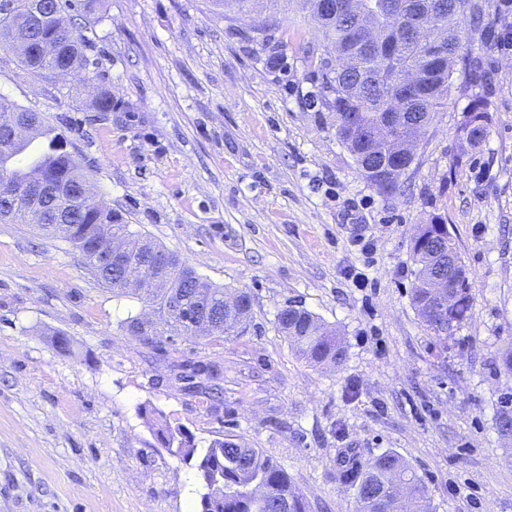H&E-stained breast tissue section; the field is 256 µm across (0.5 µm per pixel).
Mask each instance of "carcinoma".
Segmentation results:
<instances>
[{
	"label": "carcinoma",
	"mask_w": 512,
	"mask_h": 512,
	"mask_svg": "<svg viewBox=\"0 0 512 512\" xmlns=\"http://www.w3.org/2000/svg\"><path fill=\"white\" fill-rule=\"evenodd\" d=\"M16 8L8 16L0 15V46L22 39L28 51L18 53L20 65L35 76L59 73L75 74L85 68L84 49L90 38L66 14L64 0H41L42 15L38 24H30L32 0H15ZM382 28L384 42L365 50L354 41L352 27L344 19L323 14L319 0H266V16L254 23L262 31L269 21H277L288 13V5L314 22L322 34L326 49L347 56L351 65L321 70L322 89L332 93L326 100L335 111L336 136L356 161L359 171L379 191H394L399 180L391 175L382 180L368 170V163L360 157L362 147L349 137L343 117L350 110L364 113L366 122L374 126L381 122L402 119L429 125L434 120L443 100L452 87L453 64L462 49L461 16L468 12L475 19L484 16L481 0H366ZM439 4L441 22L448 36V56L432 60L423 46L409 42L400 29L399 11L419 15L432 5ZM407 67L421 74L418 91L409 97L397 93V86ZM488 122L484 96L476 95L469 104L462 126H472L470 134L484 130ZM36 177L55 183L56 194L50 198L53 212L40 227L52 238L62 239L79 252L85 267L118 293L120 275L109 271L97 272L100 262L111 246V238L132 239L127 221L98 198L89 179L79 164L66 150V140L57 128L35 112L18 107L0 112V221L24 224L28 218V187ZM443 243L447 254L459 257L448 233L438 224H425L413 240L414 261L418 265L412 288V302L420 308L426 299V288L421 283L423 266L429 261V247L421 244L424 236ZM130 254L136 265L155 263L164 258L162 284L147 288L138 299L151 304L158 320L144 328L138 317L126 321L127 330L142 344L150 346L148 335L182 333L192 330L195 315L182 314L168 306L170 292L176 291L191 299L188 307L213 303L224 306L226 290L198 276L195 270L148 238ZM456 302L449 309L448 321L460 326L472 311V296L467 274H462L455 290ZM238 305L233 321L211 322V327L200 328L196 334L222 336L238 335L250 313V297L237 291ZM276 327L288 338L295 352L314 364L331 360L343 361L345 349L336 339V331L329 328L311 312L288 305L276 315ZM155 434L168 445H176V456L184 461L196 460L199 481L209 491L207 512H278L285 504V512H305L301 494L291 484L288 472L263 456L255 448H244L231 439L215 440L204 451H198L193 440L182 437L175 440L174 430L163 420L154 423ZM352 484L359 487L370 484L383 491L382 497L359 507V512H403V505L394 502L388 490L399 479H406L417 490L415 512H430V501L420 492L423 480L396 455L383 453L366 464L347 469Z\"/></svg>",
	"instance_id": "carcinoma-1"
}]
</instances>
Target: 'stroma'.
Listing matches in <instances>:
<instances>
[{"label":"stroma","mask_w":512,"mask_h":512,"mask_svg":"<svg viewBox=\"0 0 512 512\" xmlns=\"http://www.w3.org/2000/svg\"><path fill=\"white\" fill-rule=\"evenodd\" d=\"M461 22L491 79L488 135L462 142L475 95L452 89L396 190L359 172L321 103L316 26L256 32L234 0H97L87 79L36 77L0 47V99L57 126L136 234L251 296L240 336L125 328L131 297L34 224L0 221V512H198L193 462L162 447L159 413L197 448L231 439L284 467L306 512H358L346 458L391 452L432 512H512V54L497 0ZM108 89L117 110L91 111ZM441 216L469 271L472 314L439 342L411 300V240ZM295 304L343 340L315 366L276 328ZM204 374H197V367ZM223 390L212 400L207 370Z\"/></svg>","instance_id":"obj_1"}]
</instances>
